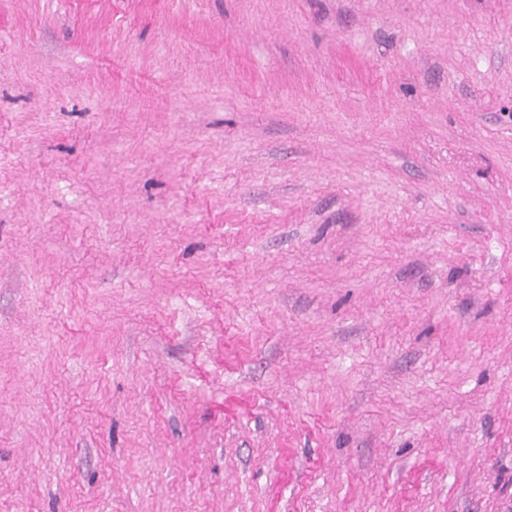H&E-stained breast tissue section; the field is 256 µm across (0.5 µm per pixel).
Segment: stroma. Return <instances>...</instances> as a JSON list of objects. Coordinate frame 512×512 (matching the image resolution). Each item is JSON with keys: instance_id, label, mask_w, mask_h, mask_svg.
Masks as SVG:
<instances>
[{"instance_id": "obj_1", "label": "stroma", "mask_w": 512, "mask_h": 512, "mask_svg": "<svg viewBox=\"0 0 512 512\" xmlns=\"http://www.w3.org/2000/svg\"><path fill=\"white\" fill-rule=\"evenodd\" d=\"M0 512H512V0H0Z\"/></svg>"}]
</instances>
